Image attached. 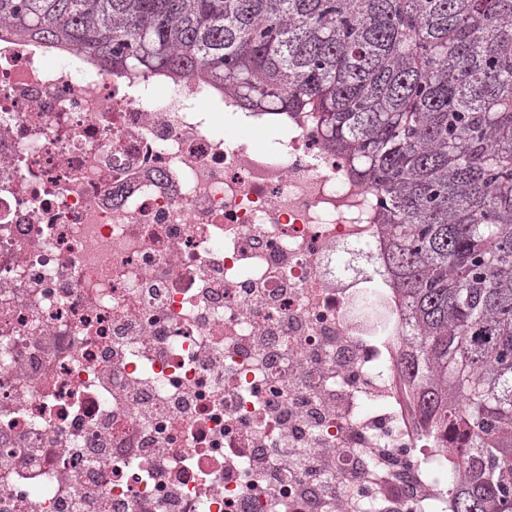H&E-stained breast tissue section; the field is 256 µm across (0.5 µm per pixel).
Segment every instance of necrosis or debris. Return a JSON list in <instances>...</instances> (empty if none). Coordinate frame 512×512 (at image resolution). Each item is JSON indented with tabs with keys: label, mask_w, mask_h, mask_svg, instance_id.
Listing matches in <instances>:
<instances>
[{
	"label": "necrosis or debris",
	"mask_w": 512,
	"mask_h": 512,
	"mask_svg": "<svg viewBox=\"0 0 512 512\" xmlns=\"http://www.w3.org/2000/svg\"><path fill=\"white\" fill-rule=\"evenodd\" d=\"M379 198L317 115L0 38V512H448Z\"/></svg>",
	"instance_id": "4bbe7bcc"
}]
</instances>
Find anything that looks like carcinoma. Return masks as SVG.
Segmentation results:
<instances>
[{
    "mask_svg": "<svg viewBox=\"0 0 512 512\" xmlns=\"http://www.w3.org/2000/svg\"><path fill=\"white\" fill-rule=\"evenodd\" d=\"M0 27L316 113L382 196L452 512H512V0H0Z\"/></svg>",
    "mask_w": 512,
    "mask_h": 512,
    "instance_id": "obj_1",
    "label": "carcinoma"
}]
</instances>
